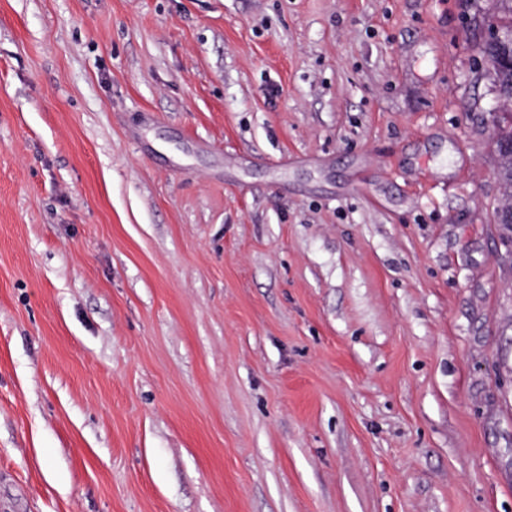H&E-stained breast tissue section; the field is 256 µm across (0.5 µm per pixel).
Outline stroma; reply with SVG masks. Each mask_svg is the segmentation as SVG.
<instances>
[{
	"instance_id": "obj_1",
	"label": "stroma",
	"mask_w": 512,
	"mask_h": 512,
	"mask_svg": "<svg viewBox=\"0 0 512 512\" xmlns=\"http://www.w3.org/2000/svg\"><path fill=\"white\" fill-rule=\"evenodd\" d=\"M486 0H0V512H507Z\"/></svg>"
}]
</instances>
